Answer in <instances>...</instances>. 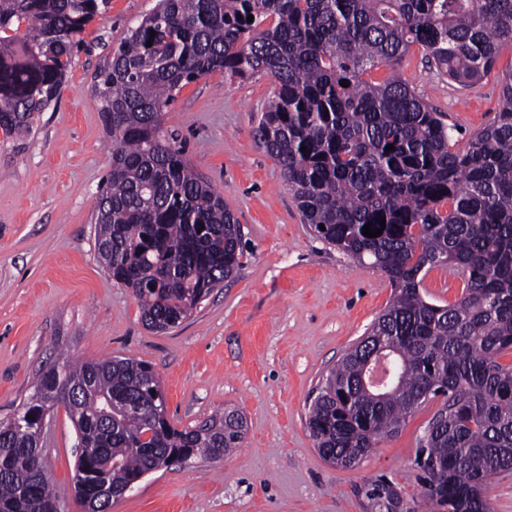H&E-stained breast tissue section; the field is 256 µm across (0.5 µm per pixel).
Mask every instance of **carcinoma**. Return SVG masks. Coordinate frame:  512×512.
<instances>
[{"label":"carcinoma","mask_w":512,"mask_h":512,"mask_svg":"<svg viewBox=\"0 0 512 512\" xmlns=\"http://www.w3.org/2000/svg\"><path fill=\"white\" fill-rule=\"evenodd\" d=\"M107 5L0 0L1 131L28 132L58 101L81 34ZM413 46L449 80L476 84L512 48V0H156L95 76L112 133L98 254L156 332L180 324L242 266L241 224L162 134V117L181 88L214 71L271 77L276 91L257 143L279 164L311 231L393 287L309 407L315 447L353 468L446 391L417 438L416 479L437 512H490L484 487L512 471V364L499 362L512 351V68L498 75L493 118L460 149L457 129L396 74ZM382 66L386 79L367 78ZM368 223L381 235H363ZM438 267L464 282L452 303L423 292ZM377 346L390 348L389 367L400 374L382 398L361 384ZM38 383L40 396L17 415L68 400L88 445L76 454L74 484L87 512L102 509V485L117 495L154 467L222 459L245 437L236 409L178 429L159 377L141 361H67L42 370ZM357 494L376 512L391 497L402 504L384 475ZM57 501L36 432L0 421V512H55Z\"/></svg>","instance_id":"obj_1"}]
</instances>
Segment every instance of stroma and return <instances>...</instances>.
I'll list each match as a JSON object with an SVG mask.
<instances>
[{"mask_svg":"<svg viewBox=\"0 0 512 512\" xmlns=\"http://www.w3.org/2000/svg\"><path fill=\"white\" fill-rule=\"evenodd\" d=\"M156 0H110L89 24L62 94L21 136L0 134V420L29 398L57 361L115 356L149 363L178 428L235 408L243 446L214 461L195 458L144 476L111 512H365L355 492L387 474L413 512H432L412 468L416 438L434 407L407 418L359 465L339 468L317 452L306 425L323 377L388 306L392 288L317 239L277 162L253 129L272 96L270 77L213 72L183 87L164 115L196 169L242 226L236 274L177 328H146L130 289L99 261L95 207L110 168L112 138L94 76ZM399 74L465 135L497 109L493 79L460 86L413 51ZM76 433L63 409L43 431L60 512H75Z\"/></svg>","mask_w":512,"mask_h":512,"instance_id":"obj_1","label":"stroma"}]
</instances>
